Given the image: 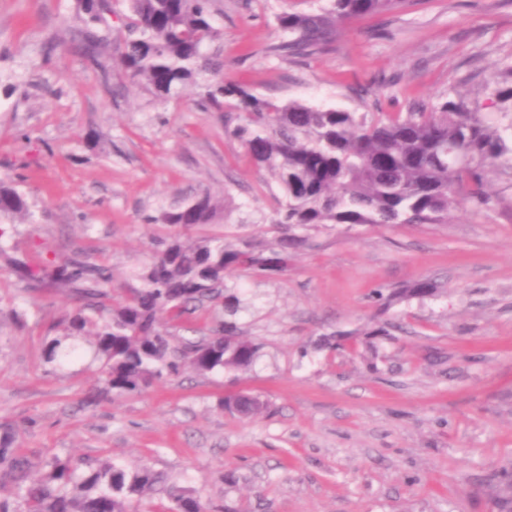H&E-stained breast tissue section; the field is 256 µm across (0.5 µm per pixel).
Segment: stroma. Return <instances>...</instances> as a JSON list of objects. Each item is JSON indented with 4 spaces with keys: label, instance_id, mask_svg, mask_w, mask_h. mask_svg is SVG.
Listing matches in <instances>:
<instances>
[{
    "label": "stroma",
    "instance_id": "stroma-1",
    "mask_svg": "<svg viewBox=\"0 0 512 512\" xmlns=\"http://www.w3.org/2000/svg\"><path fill=\"white\" fill-rule=\"evenodd\" d=\"M331 0H212L225 80L252 93L348 112L431 108L511 79L512 0H404L341 23L313 55H272L282 13ZM125 0L101 28L104 70L85 62L79 0H0V179L26 198L0 231L31 262L79 254L131 287L166 209L224 201L195 237L269 244L278 192L202 99L157 98L121 62ZM487 208L460 201L444 224H330L309 230L287 272H238V316L263 351L251 371L183 370L146 393L89 403L80 365L43 359L76 298L26 289L0 265V431L34 466L54 456L146 464L238 512H503L512 469V178ZM438 296L382 306L420 279ZM26 309L24 324L13 312ZM336 345L318 348L320 338ZM266 402L252 419L228 394Z\"/></svg>",
    "mask_w": 512,
    "mask_h": 512
}]
</instances>
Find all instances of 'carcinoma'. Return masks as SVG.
Returning <instances> with one entry per match:
<instances>
[{
    "label": "carcinoma",
    "instance_id": "carcinoma-1",
    "mask_svg": "<svg viewBox=\"0 0 512 512\" xmlns=\"http://www.w3.org/2000/svg\"><path fill=\"white\" fill-rule=\"evenodd\" d=\"M210 0H127L124 67L162 98L221 67L222 38L213 25ZM401 0H333L321 13L285 12L279 26L289 39L270 47L277 56H308L332 42L349 16L391 10ZM97 24L112 13V0H81ZM98 37L84 32L86 62L100 66ZM483 103L449 99L432 112L368 116L336 108L279 102L231 82L205 85L214 107L235 100L245 111L233 134L252 162L270 172L281 193L282 236L271 245L249 240L229 244L222 237H172L157 243L155 255L135 273L139 287L113 300L106 291L112 272L79 255L62 264L32 265L0 241V258L21 273L31 289L70 291L81 308L62 322L61 334L45 345L44 360L63 370L86 360L106 395H133L183 367L199 375L247 372L263 344L240 331V297L226 283L236 271L279 274L288 270L305 242L303 232L320 224H444L463 194L476 208L490 203L493 174L512 171V86H486ZM221 209L208 194L168 210L163 224H211ZM28 211L25 197L0 183V214ZM434 282L416 281L394 289L388 302L424 299ZM213 305V328L191 338L174 336L163 316L180 320ZM224 407L244 418L261 414L259 398L237 394ZM0 512H137L155 495L171 506L160 512H236L205 502L193 491L148 466L125 467L110 458L73 460L54 456L36 477L19 457L14 437L0 435Z\"/></svg>",
    "mask_w": 512,
    "mask_h": 512
}]
</instances>
